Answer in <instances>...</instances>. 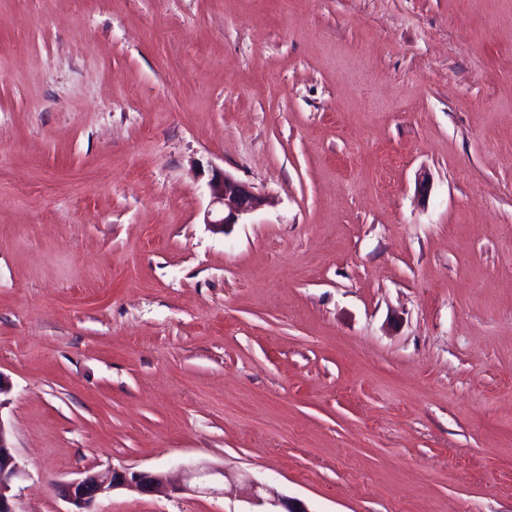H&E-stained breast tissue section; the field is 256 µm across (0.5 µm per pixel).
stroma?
I'll use <instances>...</instances> for the list:
<instances>
[{
    "label": "stroma",
    "mask_w": 512,
    "mask_h": 512,
    "mask_svg": "<svg viewBox=\"0 0 512 512\" xmlns=\"http://www.w3.org/2000/svg\"><path fill=\"white\" fill-rule=\"evenodd\" d=\"M0 383L18 512H512V0H0ZM208 188L210 204L204 213V224L217 232L226 233L263 204V198L253 187L224 171L213 174ZM170 482L166 474L130 468H109L104 471L87 470L81 477L61 485V496L75 510L67 512H98L97 501L109 496L113 490L127 488L140 493H154Z\"/></svg>",
    "instance_id": "1"
}]
</instances>
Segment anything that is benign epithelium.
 <instances>
[{
    "label": "benign epithelium",
    "mask_w": 512,
    "mask_h": 512,
    "mask_svg": "<svg viewBox=\"0 0 512 512\" xmlns=\"http://www.w3.org/2000/svg\"><path fill=\"white\" fill-rule=\"evenodd\" d=\"M210 204L204 213V224L224 233L239 220L257 210L263 198L250 185L222 171L213 174L208 182ZM25 476L13 453L8 433L0 421V512H16L13 494L15 484ZM170 482L166 474L130 468L87 470L81 477L61 485V496L75 507L73 512H96L97 501L113 490L127 488L140 493H154Z\"/></svg>",
    "instance_id": "1"
}]
</instances>
